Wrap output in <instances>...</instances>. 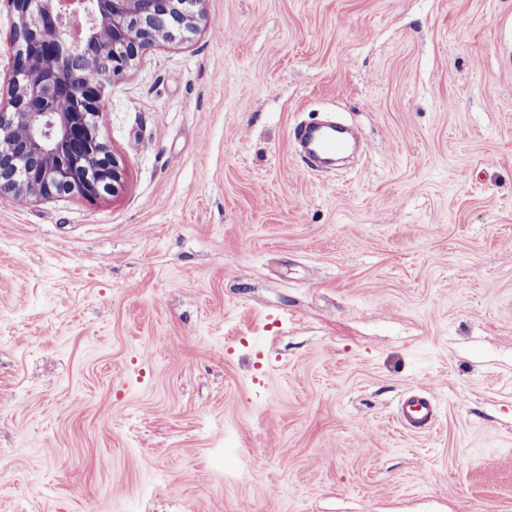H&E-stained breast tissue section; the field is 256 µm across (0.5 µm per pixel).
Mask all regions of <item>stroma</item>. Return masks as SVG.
I'll use <instances>...</instances> for the list:
<instances>
[{"mask_svg": "<svg viewBox=\"0 0 512 512\" xmlns=\"http://www.w3.org/2000/svg\"><path fill=\"white\" fill-rule=\"evenodd\" d=\"M204 8L104 90L115 189L0 196V512H512V0ZM298 141L311 158L318 156L331 158L341 152L350 141L347 128L334 124H318L298 126L293 132ZM436 400L426 390L406 395L398 404L396 418L411 431L430 430L435 423Z\"/></svg>", "mask_w": 512, "mask_h": 512, "instance_id": "obj_1", "label": "stroma"}]
</instances>
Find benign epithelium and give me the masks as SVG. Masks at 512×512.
I'll use <instances>...</instances> for the list:
<instances>
[{
    "instance_id": "1",
    "label": "benign epithelium",
    "mask_w": 512,
    "mask_h": 512,
    "mask_svg": "<svg viewBox=\"0 0 512 512\" xmlns=\"http://www.w3.org/2000/svg\"><path fill=\"white\" fill-rule=\"evenodd\" d=\"M17 52L7 82L10 110H0V195L93 200L121 179L96 117L107 84L174 32L195 33L204 0H8ZM136 26H131V22ZM106 61L95 82L82 77L60 90L54 64L84 47ZM11 154L3 158V141Z\"/></svg>"
}]
</instances>
